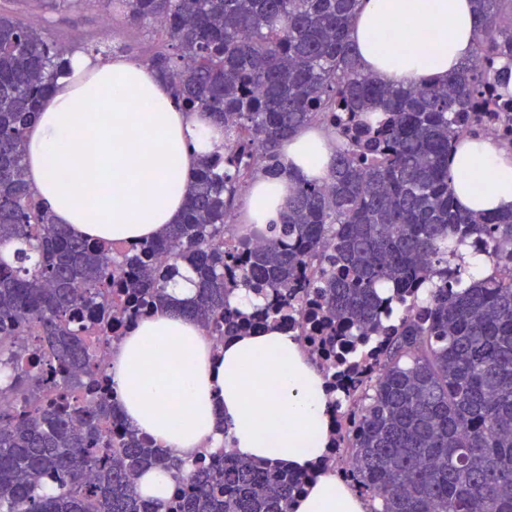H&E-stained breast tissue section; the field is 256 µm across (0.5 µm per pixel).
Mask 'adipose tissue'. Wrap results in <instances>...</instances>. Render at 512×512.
Instances as JSON below:
<instances>
[{"mask_svg":"<svg viewBox=\"0 0 512 512\" xmlns=\"http://www.w3.org/2000/svg\"><path fill=\"white\" fill-rule=\"evenodd\" d=\"M472 0H364L353 39L368 72L385 84L439 81L473 53ZM26 136L34 195L56 223L82 238L135 244L182 212L200 158L224 141L146 62L69 55ZM283 174L258 178L248 223L279 222L289 175L324 179L333 163L325 135L303 131L282 149ZM448 177L463 209L512 210V151L485 137L460 145ZM107 373L120 414L153 445L194 464L231 448L306 474L291 512H367L335 472L313 470L327 451L333 408L322 373L293 333L264 328L214 346L198 324L162 307L112 348Z\"/></svg>","mask_w":512,"mask_h":512,"instance_id":"obj_1","label":"adipose tissue"}]
</instances>
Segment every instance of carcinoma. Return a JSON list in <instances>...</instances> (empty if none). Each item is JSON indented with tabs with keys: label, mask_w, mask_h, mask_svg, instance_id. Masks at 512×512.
Instances as JSON below:
<instances>
[{
	"label": "carcinoma",
	"mask_w": 512,
	"mask_h": 512,
	"mask_svg": "<svg viewBox=\"0 0 512 512\" xmlns=\"http://www.w3.org/2000/svg\"><path fill=\"white\" fill-rule=\"evenodd\" d=\"M0 0V512H289L306 476L230 454L184 461L111 399L103 348L163 305L217 343L303 316L351 389L334 445L369 512H512V212L461 211L448 155L501 128L490 95L512 60V0H476L473 56L448 79L378 82L351 39L360 0H95L148 23L173 52L149 58L191 111L224 128L181 220L130 246L53 223L25 176V133L72 48ZM308 128L334 134L325 182L293 177L280 223L252 243L235 223L258 176ZM491 272L469 283L462 247ZM195 274L192 298L167 289ZM246 288L263 298L232 307ZM151 468L179 493L135 488ZM53 491L43 493V481Z\"/></svg>",
	"instance_id": "1"
}]
</instances>
